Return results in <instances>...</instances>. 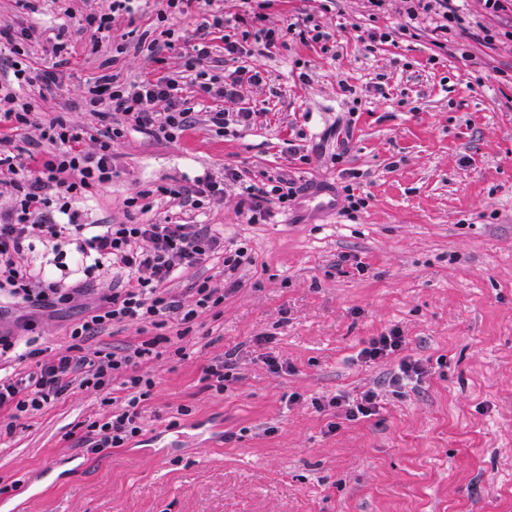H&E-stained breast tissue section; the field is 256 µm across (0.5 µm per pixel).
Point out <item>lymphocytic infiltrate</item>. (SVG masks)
Here are the masks:
<instances>
[{"label": "lymphocytic infiltrate", "mask_w": 512, "mask_h": 512, "mask_svg": "<svg viewBox=\"0 0 512 512\" xmlns=\"http://www.w3.org/2000/svg\"><path fill=\"white\" fill-rule=\"evenodd\" d=\"M211 12L201 24L188 55L187 69L195 73V85L201 96L234 100L244 82H261L260 71L238 69L218 77L201 71L199 65L210 58L211 30L227 25L223 12L215 10L214 0H203ZM458 0H404L408 17L399 34L410 32L409 23L419 15L436 18L434 33H447L462 22ZM306 14L302 20L283 27H264L252 40L224 38L225 55L235 58L254 56L258 49L285 45L294 37L303 43L329 40L316 18ZM178 77L162 76L128 86L98 82L85 97L93 114L106 117L122 113L135 131L167 140L177 139L192 123V112L181 96ZM166 103L157 111V103ZM40 137L55 144V152L46 156L28 149L0 148V174L10 177L14 190L12 205L0 211V305H59L71 302L76 286L111 274L118 285L102 298L94 314L71 332V345L51 357H44L37 340L19 338L0 332V356L13 353L35 361L33 370L24 374L0 375V411L10 420L40 410L66 392L73 384L104 388L114 378H121L124 392L122 406L112 415L90 425L87 444L94 453L120 448L142 432L140 405L153 386L151 379L139 372L142 363L160 357L170 319L192 327L199 314L223 303L219 289L201 282L195 290L194 303L187 304L169 295L166 285L179 269L193 267L215 255L224 257V275H232L243 264L252 263L248 247L225 249L224 236L206 224H88L72 201L93 187L112 178L111 141L100 142L94 150H82V132L61 123L45 127ZM299 193L295 182L285 176H271L261 184L246 186L239 202V212L248 223L256 224L268 215L267 205L277 201L285 205ZM65 216V223L53 220ZM135 322L154 329V336L127 348L123 354L84 352L85 340L105 328ZM406 340L399 329L372 338L360 350L361 360L370 362L399 356L397 372L391 382L403 387L421 378V364L404 356Z\"/></svg>", "instance_id": "lymphocytic-infiltrate-1"}]
</instances>
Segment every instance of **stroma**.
Returning <instances> with one entry per match:
<instances>
[{
    "label": "stroma",
    "mask_w": 512,
    "mask_h": 512,
    "mask_svg": "<svg viewBox=\"0 0 512 512\" xmlns=\"http://www.w3.org/2000/svg\"><path fill=\"white\" fill-rule=\"evenodd\" d=\"M161 8L134 0L116 14L112 0H39L32 12L0 0V23L42 34L21 54L0 53V78L18 58L58 76L44 94L19 88L33 105L28 136L60 121L88 132L83 146L93 148L112 120L87 110L88 83L182 74L204 12L164 21ZM461 8L470 33L449 35L447 49L427 26L370 46L358 30L398 27L401 0L378 15L367 0H338L319 16L328 50L291 41L244 59L264 80L235 102L185 85L195 123L182 137L131 132L113 144L111 181L77 201L87 223H164L181 209L157 187L220 178L229 166L240 182L193 219L247 244L254 261L234 288L218 259L170 282L188 303L210 278L224 302L185 337L189 358L145 365L154 386L142 436L92 453L88 426L111 415L112 390L71 387L0 435V495L25 512H512V40L478 38L484 26L511 31L512 11L489 16L480 0ZM87 13L113 14L105 41L74 29ZM62 25L70 48L57 58L47 39ZM237 108L256 113L238 135L208 121ZM279 171L304 192L289 209L271 206L267 223H245L243 185ZM346 186L365 200L350 215L329 206ZM144 190L145 215L128 204ZM84 315L83 301L57 306L32 316V333L66 349ZM395 327L427 371L404 389L389 383L397 358H356ZM230 350L237 378L207 389L204 369ZM269 354L287 371H270ZM368 390L376 414L328 432L321 402ZM154 439L170 446L165 462L142 452Z\"/></svg>",
    "instance_id": "stroma-1"
}]
</instances>
